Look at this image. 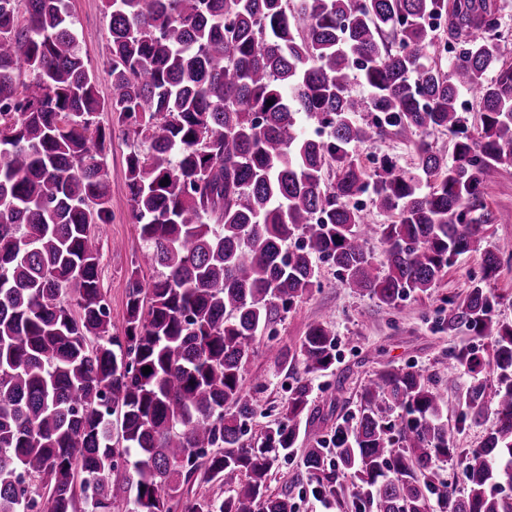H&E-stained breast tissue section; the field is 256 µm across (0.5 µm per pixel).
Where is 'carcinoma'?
<instances>
[{"label": "carcinoma", "instance_id": "1", "mask_svg": "<svg viewBox=\"0 0 512 512\" xmlns=\"http://www.w3.org/2000/svg\"><path fill=\"white\" fill-rule=\"evenodd\" d=\"M25 2L21 21L19 0H0V512H37L33 481L49 485L50 512H171L200 458L204 480L234 494L188 499L183 512H294L267 481L310 419L311 387L297 380L281 417L245 442L252 344L319 285V261L396 308L479 249L494 220L483 175L512 159L503 4L107 0L105 100L68 0ZM440 44L455 51L446 70ZM354 78L367 96L349 91ZM472 91L480 126L469 135L461 97ZM365 110L375 122L357 119ZM104 111L144 145L126 159L128 201L161 268L147 282L132 265L121 335L99 286L96 228L112 219ZM302 114L325 135H302ZM436 132L456 138L453 159ZM389 134L413 147L415 170L385 157L371 175L356 148ZM361 194L395 220L368 223L352 205ZM500 266L483 252V275L448 300V332L491 347L448 351L474 376L460 422L485 413V359L498 371L479 447H454L460 427L422 373L386 368L363 386L355 425L336 431V472L325 440L307 437L304 465L324 492L351 470L375 512H512L498 492L512 483V323L488 287ZM298 360L308 373L336 361L325 323L274 355L281 368ZM441 461L463 468L464 494L448 493Z\"/></svg>", "mask_w": 512, "mask_h": 512}]
</instances>
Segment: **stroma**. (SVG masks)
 I'll return each instance as SVG.
<instances>
[{"mask_svg": "<svg viewBox=\"0 0 512 512\" xmlns=\"http://www.w3.org/2000/svg\"><path fill=\"white\" fill-rule=\"evenodd\" d=\"M106 0H68L77 22L81 51L85 61L102 70L109 55ZM137 142L120 127L112 129L106 146L105 167L112 191V221L101 225L100 285L112 313L113 331H121L126 310V285L132 262L142 263L145 278L158 271L146 265L147 251L136 224H133L125 184L126 158ZM486 203L494 215L480 251L459 257L446 276L429 293L415 294L391 309L376 300L355 294L346 287L338 269L320 264L319 288L313 289L274 331L257 336L255 352L244 371L243 391L253 399L259 415L250 426L259 434L267 422L277 419L303 365L281 370L269 358L270 351L297 346L311 322L330 325L337 339V359L328 370L308 376L312 386L311 407L316 416L307 425L309 434L331 438L338 424L355 423L359 413L360 393L368 380L386 366L411 367L431 378L449 407L450 421H458L470 374L450 368L447 352L459 345H474L480 351L490 349L488 340L449 334L444 321L448 317L450 296L464 293L472 278L482 274V253L491 250L502 259L501 268L489 286L503 294L497 312L512 321V159L492 164L483 176ZM265 382L264 390H255V382ZM460 421V420H459ZM307 443L298 440L293 456L275 462L268 486L270 492L286 493L295 512H357L356 484L352 473L337 479L339 496L320 493L303 464Z\"/></svg>", "mask_w": 512, "mask_h": 512, "instance_id": "1", "label": "stroma"}]
</instances>
